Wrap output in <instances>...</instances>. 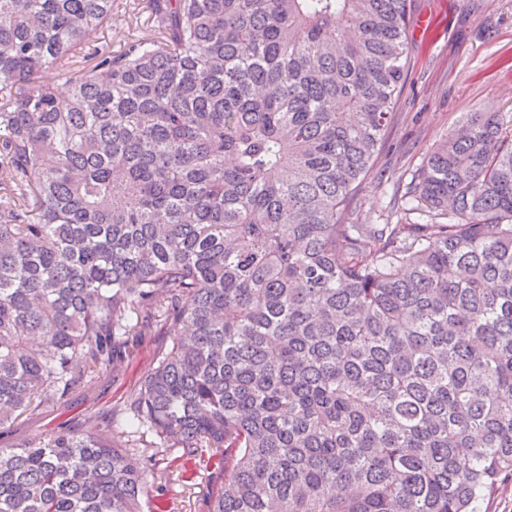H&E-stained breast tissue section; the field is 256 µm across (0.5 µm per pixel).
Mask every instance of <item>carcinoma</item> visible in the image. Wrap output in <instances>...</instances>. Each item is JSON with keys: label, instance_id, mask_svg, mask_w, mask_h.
I'll return each instance as SVG.
<instances>
[{"label": "carcinoma", "instance_id": "cac0c4a2", "mask_svg": "<svg viewBox=\"0 0 512 512\" xmlns=\"http://www.w3.org/2000/svg\"><path fill=\"white\" fill-rule=\"evenodd\" d=\"M154 2L114 53L112 0H0V427L157 319L129 425L219 457L207 512H481L512 476V119L465 113L356 224L412 0ZM148 495L91 429L0 448V512Z\"/></svg>", "mask_w": 512, "mask_h": 512}]
</instances>
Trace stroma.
Listing matches in <instances>:
<instances>
[{
	"label": "stroma",
	"instance_id": "obj_1",
	"mask_svg": "<svg viewBox=\"0 0 512 512\" xmlns=\"http://www.w3.org/2000/svg\"><path fill=\"white\" fill-rule=\"evenodd\" d=\"M150 0H112V25L100 45L119 49L153 34ZM410 65L374 167L360 186L356 223L382 224L429 150L464 113L512 116V0H415ZM173 339L150 328L128 339L131 357L98 366L64 395H52L0 427V448H20L57 431L96 430L105 441L137 449L147 459L150 503L164 512H204L216 489L210 449L192 458L161 447L149 432L130 427L127 412L144 379Z\"/></svg>",
	"mask_w": 512,
	"mask_h": 512
}]
</instances>
